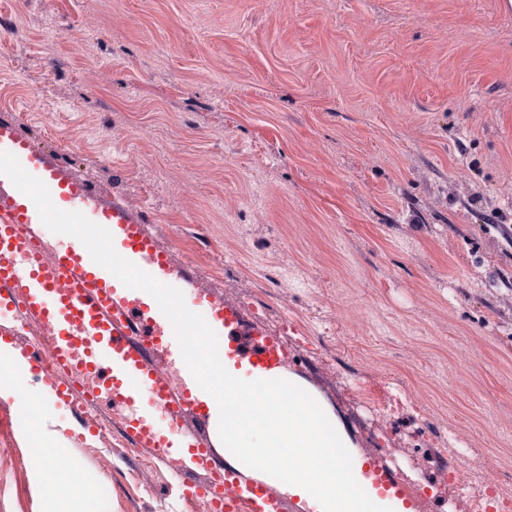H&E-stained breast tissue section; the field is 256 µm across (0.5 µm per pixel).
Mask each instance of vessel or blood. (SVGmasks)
Returning a JSON list of instances; mask_svg holds the SVG:
<instances>
[{
  "mask_svg": "<svg viewBox=\"0 0 512 512\" xmlns=\"http://www.w3.org/2000/svg\"><path fill=\"white\" fill-rule=\"evenodd\" d=\"M52 199L93 218L113 236L116 251L158 281L189 294L224 342L221 360L242 379H267L286 371L296 353L240 304L201 289L197 277L121 203L103 204L76 177L43 168ZM157 303L146 302L96 264L80 243L49 245L34 202L0 182V342L20 347L30 372L51 388L56 407L79 402L112 413L122 438L161 467L180 476L178 496L205 499L211 512H296L276 481L252 477L244 464L216 458L210 406L183 361L173 330ZM40 341L20 344L28 328ZM379 498L425 512L400 473L381 457L363 471Z\"/></svg>",
  "mask_w": 512,
  "mask_h": 512,
  "instance_id": "b4317fda",
  "label": "vessel or blood"
}]
</instances>
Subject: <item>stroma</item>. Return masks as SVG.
<instances>
[{
  "label": "stroma",
  "instance_id": "35a3bbf8",
  "mask_svg": "<svg viewBox=\"0 0 512 512\" xmlns=\"http://www.w3.org/2000/svg\"><path fill=\"white\" fill-rule=\"evenodd\" d=\"M1 121L286 334L357 457L512 512L504 0H0ZM24 414L0 397V512L43 508ZM120 445H60L78 512L166 500L169 474ZM447 452L479 465L454 483Z\"/></svg>",
  "mask_w": 512,
  "mask_h": 512
}]
</instances>
